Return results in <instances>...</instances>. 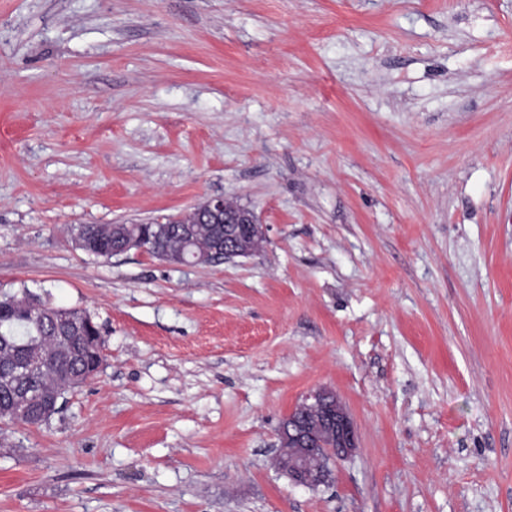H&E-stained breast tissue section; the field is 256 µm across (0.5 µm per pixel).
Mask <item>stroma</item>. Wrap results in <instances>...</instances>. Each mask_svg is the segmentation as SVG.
Returning <instances> with one entry per match:
<instances>
[{
  "label": "stroma",
  "instance_id": "1",
  "mask_svg": "<svg viewBox=\"0 0 512 512\" xmlns=\"http://www.w3.org/2000/svg\"><path fill=\"white\" fill-rule=\"evenodd\" d=\"M224 195L263 250L75 248ZM101 370L0 429V512H512V0H0V296ZM358 433L274 466L317 388ZM336 406L322 405L323 422L327 426L332 437L336 439V448H327L335 445L334 439L328 434L327 430L317 427L313 436L308 439L310 434V425L306 422L296 421L291 425V430L286 432L288 427L289 415L280 425L279 438L282 441L280 448L288 447V442L293 444L294 452L283 466L279 467L287 476L288 470L292 476L293 482L298 485L306 486L302 481V472L307 469L318 470L319 465L335 462L348 458L355 452L358 444L356 426L346 411L344 406L338 401L336 396ZM308 440L317 448L308 447ZM307 472L304 480L310 486H319L316 471Z\"/></svg>",
  "mask_w": 512,
  "mask_h": 512
}]
</instances>
